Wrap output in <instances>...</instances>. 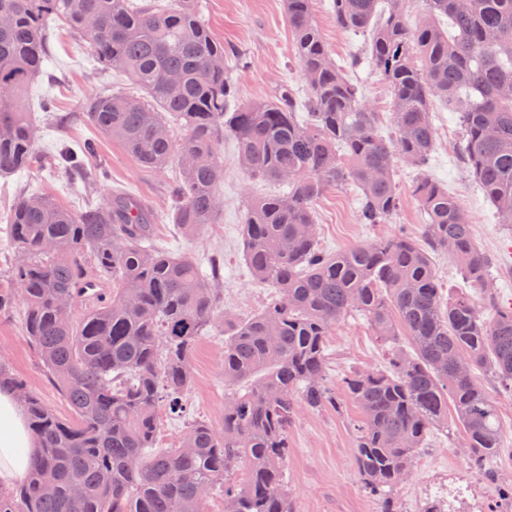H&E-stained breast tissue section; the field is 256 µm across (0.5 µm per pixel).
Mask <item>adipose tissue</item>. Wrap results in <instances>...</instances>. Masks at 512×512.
I'll return each instance as SVG.
<instances>
[{
	"instance_id": "adipose-tissue-1",
	"label": "adipose tissue",
	"mask_w": 512,
	"mask_h": 512,
	"mask_svg": "<svg viewBox=\"0 0 512 512\" xmlns=\"http://www.w3.org/2000/svg\"><path fill=\"white\" fill-rule=\"evenodd\" d=\"M37 444L11 390L0 391V485L25 477Z\"/></svg>"
}]
</instances>
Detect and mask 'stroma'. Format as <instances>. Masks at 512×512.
<instances>
[{
    "label": "stroma",
    "mask_w": 512,
    "mask_h": 512,
    "mask_svg": "<svg viewBox=\"0 0 512 512\" xmlns=\"http://www.w3.org/2000/svg\"><path fill=\"white\" fill-rule=\"evenodd\" d=\"M200 13L213 34L223 40L226 63L238 86L242 103L268 100L281 84L303 88L304 82L292 58L291 38L285 14V0H200ZM314 16L332 57L346 64L351 56L364 54L367 39L337 27L331 0H315ZM53 57L42 74L21 99L38 126L35 149L49 155L61 142L94 143L96 156L106 162L110 178L98 191L106 197L121 188L148 200L162 220L153 245L175 254L191 255L201 269L212 259L224 261V307L230 318L247 319L269 302L271 289L257 285L244 257L243 212L249 197L278 193V186L249 177L236 159V145L225 139L221 157L224 179L218 193L224 211L217 223L209 224L193 237L176 231L165 216L172 200L170 176L144 169L116 141L103 137L77 114L79 101L101 90L127 87L126 79L112 75L98 64L88 43L73 36L60 23L50 22ZM349 77L372 98L380 113L378 133L389 138L391 97L379 71L370 62L349 70ZM54 109L42 111L46 98ZM432 120L436 150L429 176L447 186L468 213L474 239L494 260L490 280L500 307H512V230L499 224L495 209L480 186L461 163L457 147L461 136L455 113L434 104ZM417 173L398 165L395 181L402 196L399 212L383 224L357 221L356 187L347 185L328 191L315 205L319 243L334 254L355 245L406 231L416 240L424 238L426 217L413 197ZM48 195L64 208L84 206L87 191L83 183L53 167H39L7 179L0 178V210L8 209L20 194ZM22 310L0 316V363L24 378L32 394L57 416L68 418L72 409L47 377L38 354L23 331ZM328 374L332 381L354 370L382 369L386 348L367 320L358 314L345 318L326 340ZM192 384L187 393L190 417L221 427L224 402L233 394L224 383V337H201L191 356ZM360 410L343 400L339 407H325L301 413L288 427V461L285 480L296 512H380V504L358 482L354 470V427ZM442 497L450 512H489L497 498L495 484L473 472L461 432L449 426L430 434L415 458L412 478L395 497L401 512H421L427 499Z\"/></svg>",
    "instance_id": "35a3bbf8"
}]
</instances>
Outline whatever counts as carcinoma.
Wrapping results in <instances>:
<instances>
[{
  "label": "carcinoma",
  "mask_w": 512,
  "mask_h": 512,
  "mask_svg": "<svg viewBox=\"0 0 512 512\" xmlns=\"http://www.w3.org/2000/svg\"><path fill=\"white\" fill-rule=\"evenodd\" d=\"M379 2L333 0V10L337 27L369 36L370 62L391 93L388 140L378 134L379 113L333 60L313 0H285L307 95L284 83L272 100L234 109L224 42L202 21L197 0H0V177L39 162L36 128L19 97L52 54L53 19L131 81L132 90L101 91L81 109L142 167L178 169L169 218L184 235L223 212L216 185L226 136L251 178L287 187L248 201L243 218L245 260L276 296L226 332L221 264L204 273L190 256L147 246L157 224L141 198L113 192L71 211L24 195L0 215L15 246L0 277V313L24 302L26 336L73 410L57 416L0 364V386L14 390L38 442L24 481L0 489V512H204L218 486L224 512H296L284 480L288 425L304 409L337 405L325 339L351 312L384 341L403 330L413 345L391 349L385 371L341 379L362 413L354 450L361 485L385 512H398L394 491L428 434L448 427L451 405L470 468L497 483L502 512H512V482L491 468L503 451L498 407L477 377L486 370L512 392V309L497 307L493 261L474 241L467 213L426 174L439 101L458 114L465 169L512 228V0H423L414 25L405 0H386L384 11ZM175 125L184 127L179 139ZM93 153L90 142L65 144L50 161L105 182L106 168H85ZM398 161L419 175L413 196L427 216L426 247L400 232L322 251L315 202L353 183L359 223L382 224L401 205ZM435 252L448 254L472 292L446 293ZM89 265L109 295L77 322L74 288L89 281ZM221 331L224 384L251 387L227 399L222 427L191 420L178 445L154 448L158 409L186 416L196 342Z\"/></svg>",
  "instance_id": "carcinoma-1"
}]
</instances>
